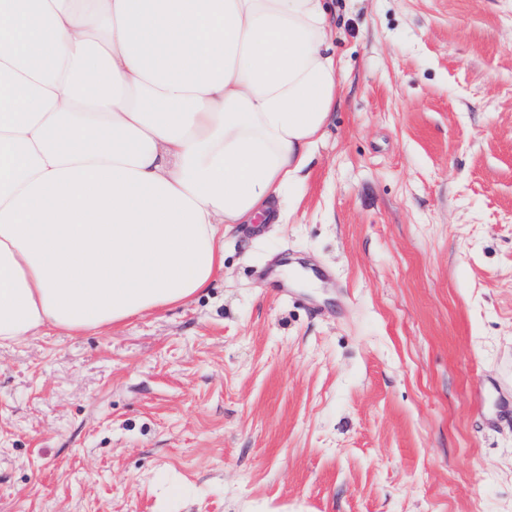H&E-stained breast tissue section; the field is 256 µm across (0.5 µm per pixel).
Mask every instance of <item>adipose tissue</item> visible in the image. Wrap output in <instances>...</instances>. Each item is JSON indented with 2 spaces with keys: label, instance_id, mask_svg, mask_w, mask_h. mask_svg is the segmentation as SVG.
<instances>
[{
  "label": "adipose tissue",
  "instance_id": "ef3b65f1",
  "mask_svg": "<svg viewBox=\"0 0 512 512\" xmlns=\"http://www.w3.org/2000/svg\"><path fill=\"white\" fill-rule=\"evenodd\" d=\"M327 0H0V345L184 303L284 221L339 102Z\"/></svg>",
  "mask_w": 512,
  "mask_h": 512
}]
</instances>
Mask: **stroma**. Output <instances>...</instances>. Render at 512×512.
<instances>
[{
  "label": "stroma",
  "instance_id": "obj_1",
  "mask_svg": "<svg viewBox=\"0 0 512 512\" xmlns=\"http://www.w3.org/2000/svg\"><path fill=\"white\" fill-rule=\"evenodd\" d=\"M331 4L288 223L225 225L180 306L0 346V512H512V0Z\"/></svg>",
  "mask_w": 512,
  "mask_h": 512
}]
</instances>
